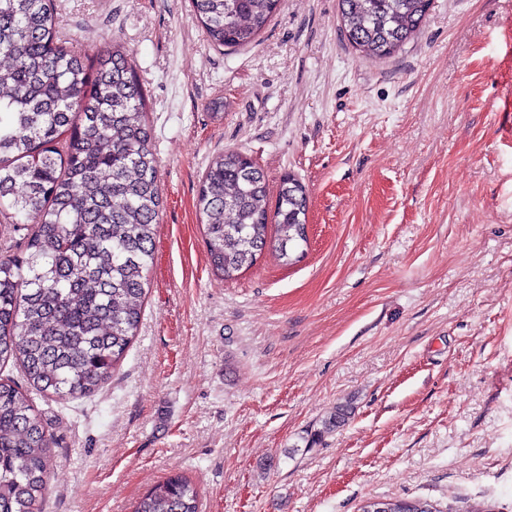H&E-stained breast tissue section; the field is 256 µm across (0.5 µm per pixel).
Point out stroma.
Instances as JSON below:
<instances>
[{"label": "stroma", "mask_w": 512, "mask_h": 512, "mask_svg": "<svg viewBox=\"0 0 512 512\" xmlns=\"http://www.w3.org/2000/svg\"><path fill=\"white\" fill-rule=\"evenodd\" d=\"M56 9L77 50L132 53L164 205L111 381L31 394L55 440L41 512H131L174 473L201 512H512V0H432L376 62L339 0H282L237 49L207 40L190 0ZM227 150L309 199L303 256L265 253L229 281L196 210ZM352 412V408L350 404H343L336 407V411L330 415L329 418L322 421V429L315 430L314 433H310V438L307 440L306 445L308 447H313L321 440L323 434L333 431L343 425L348 420L349 416ZM382 501L386 506H388L389 512H442L436 504H433L430 501L423 499H408V498H395V499H385L379 500Z\"/></svg>", "instance_id": "stroma-1"}]
</instances>
